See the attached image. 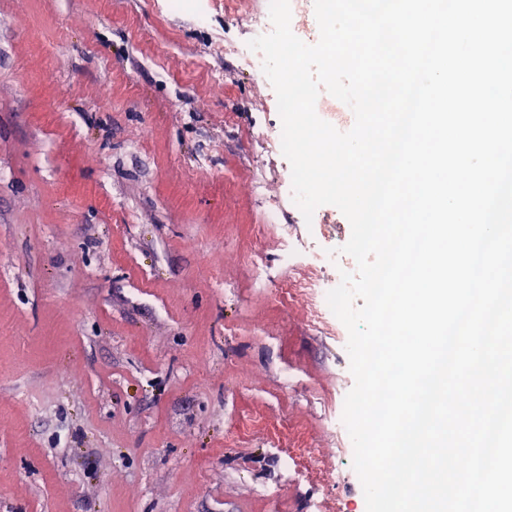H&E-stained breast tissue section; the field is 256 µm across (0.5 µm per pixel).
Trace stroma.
Listing matches in <instances>:
<instances>
[{"mask_svg":"<svg viewBox=\"0 0 512 512\" xmlns=\"http://www.w3.org/2000/svg\"><path fill=\"white\" fill-rule=\"evenodd\" d=\"M245 33L216 4L0 0V512H366L354 474L282 463L338 447L353 376L255 232L288 206L243 142L273 115L210 53ZM285 461L289 473L295 474L298 471L305 470L304 466H309L319 470L322 477L326 474V469L321 468L320 462L311 448H288L285 451Z\"/></svg>","mask_w":512,"mask_h":512,"instance_id":"1","label":"stroma"}]
</instances>
